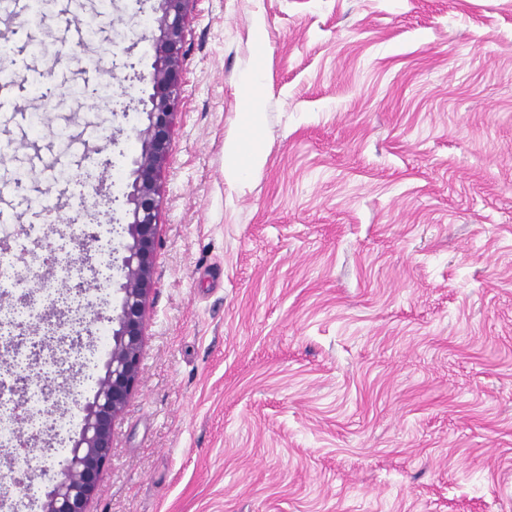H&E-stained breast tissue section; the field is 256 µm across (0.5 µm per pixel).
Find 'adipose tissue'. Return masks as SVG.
<instances>
[{
	"label": "adipose tissue",
	"instance_id": "ef3b65f1",
	"mask_svg": "<svg viewBox=\"0 0 512 512\" xmlns=\"http://www.w3.org/2000/svg\"><path fill=\"white\" fill-rule=\"evenodd\" d=\"M261 73H253L244 82L246 110L242 115L243 133L229 138L224 145V173L228 181L239 182L260 169L264 150L257 137L263 114L257 93Z\"/></svg>",
	"mask_w": 512,
	"mask_h": 512
}]
</instances>
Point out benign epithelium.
<instances>
[{
    "label": "benign epithelium",
    "mask_w": 512,
    "mask_h": 512,
    "mask_svg": "<svg viewBox=\"0 0 512 512\" xmlns=\"http://www.w3.org/2000/svg\"><path fill=\"white\" fill-rule=\"evenodd\" d=\"M152 16L155 59L152 70L139 76L151 86L141 101L145 114L143 128L136 133L137 157L134 179L126 195L127 222L118 224L117 246L112 259L124 282L118 311L108 318V357L95 378L91 400L78 408L79 430L69 440L60 469L51 480L40 502V512H89L102 475L112 459V428L135 392L140 374L144 343L143 327L146 301L153 286V266L157 247V212L160 205L158 178L169 161L170 133L174 115L179 111L181 77L186 56L185 28L191 0H156ZM98 239L93 225H81L71 233L70 242L83 253L81 264L92 263L88 243ZM90 287L81 276L65 283L60 310L70 314L79 310V298ZM59 326L48 324L44 336L56 341L67 353L78 344L69 336L58 335ZM34 478L33 470L12 484L0 483V490L15 496L24 494Z\"/></svg>",
    "instance_id": "1"
}]
</instances>
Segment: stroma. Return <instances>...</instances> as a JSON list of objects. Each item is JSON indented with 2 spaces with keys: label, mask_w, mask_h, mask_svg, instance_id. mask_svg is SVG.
I'll return each instance as SVG.
<instances>
[{
  "label": "stroma",
  "mask_w": 512,
  "mask_h": 512,
  "mask_svg": "<svg viewBox=\"0 0 512 512\" xmlns=\"http://www.w3.org/2000/svg\"><path fill=\"white\" fill-rule=\"evenodd\" d=\"M151 8L115 0L90 46L65 0L32 41L0 16V65L50 104L19 88L0 139L56 165L19 192L61 205L0 248L123 217ZM186 39L139 384L90 512H512V0H195ZM256 69L265 162L231 183ZM90 124L121 131L91 211L62 180ZM51 384L93 394L74 362Z\"/></svg>",
  "instance_id": "1"
}]
</instances>
